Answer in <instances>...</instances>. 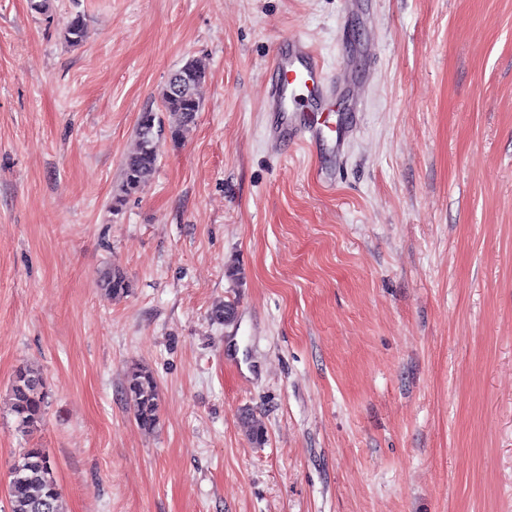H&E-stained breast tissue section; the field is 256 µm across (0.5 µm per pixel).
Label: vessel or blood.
<instances>
[{
    "mask_svg": "<svg viewBox=\"0 0 512 512\" xmlns=\"http://www.w3.org/2000/svg\"><path fill=\"white\" fill-rule=\"evenodd\" d=\"M266 80L269 141L340 156L346 135L327 125L324 114L345 92L363 102L364 80L346 71L331 76L320 52L296 37L278 44Z\"/></svg>",
    "mask_w": 512,
    "mask_h": 512,
    "instance_id": "1",
    "label": "vessel or blood"
}]
</instances>
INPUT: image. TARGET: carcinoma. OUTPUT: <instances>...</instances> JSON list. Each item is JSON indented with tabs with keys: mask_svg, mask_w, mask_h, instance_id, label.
Masks as SVG:
<instances>
[{
	"mask_svg": "<svg viewBox=\"0 0 512 512\" xmlns=\"http://www.w3.org/2000/svg\"><path fill=\"white\" fill-rule=\"evenodd\" d=\"M86 33L84 17L76 14L65 26L64 39L78 44ZM173 77L180 91L174 92L167 85L161 93V111L168 114V120L161 118V111L147 109L140 113L135 129L137 148L124 161L121 185L110 203V210L114 212L120 211L127 198L141 190L154 171L159 139L167 136L177 142L195 123L201 107L198 89L205 78V66L200 60L191 59L176 70ZM102 286L111 298L123 297L130 289L126 276L112 270L103 272ZM124 392L138 425L146 431L154 430L159 423L158 383L154 374L138 365L128 368ZM46 398L45 383L39 374L27 368L16 370L9 410L21 432H29L41 423ZM243 427L251 441L260 444L265 440L264 427L257 420L245 417ZM49 460L43 448L19 451L10 468L9 512H62L61 493Z\"/></svg>",
	"mask_w": 512,
	"mask_h": 512,
	"instance_id": "obj_1",
	"label": "carcinoma"
}]
</instances>
